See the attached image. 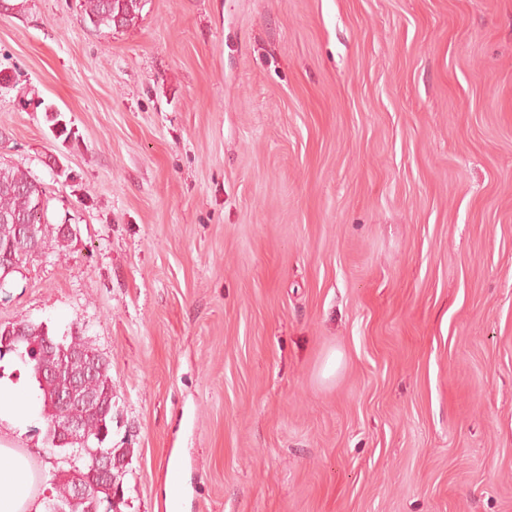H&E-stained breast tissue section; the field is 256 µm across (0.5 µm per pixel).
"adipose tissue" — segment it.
Returning <instances> with one entry per match:
<instances>
[{
  "label": "adipose tissue",
  "mask_w": 512,
  "mask_h": 512,
  "mask_svg": "<svg viewBox=\"0 0 512 512\" xmlns=\"http://www.w3.org/2000/svg\"><path fill=\"white\" fill-rule=\"evenodd\" d=\"M38 483L27 457L0 442V512H41Z\"/></svg>",
  "instance_id": "adipose-tissue-1"
}]
</instances>
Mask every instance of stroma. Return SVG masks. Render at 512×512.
Wrapping results in <instances>:
<instances>
[{
	"instance_id": "obj_1",
	"label": "stroma",
	"mask_w": 512,
	"mask_h": 512,
	"mask_svg": "<svg viewBox=\"0 0 512 512\" xmlns=\"http://www.w3.org/2000/svg\"><path fill=\"white\" fill-rule=\"evenodd\" d=\"M0 69L77 230L0 322L109 360L117 512H512V0H25ZM143 0H84L86 19L95 29L130 25L142 11Z\"/></svg>"
}]
</instances>
